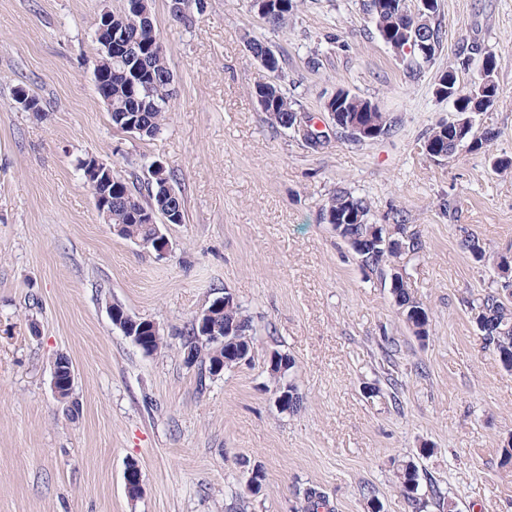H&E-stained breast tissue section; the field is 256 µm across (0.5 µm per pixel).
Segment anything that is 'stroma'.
Returning a JSON list of instances; mask_svg holds the SVG:
<instances>
[{"label":"stroma","mask_w":512,"mask_h":512,"mask_svg":"<svg viewBox=\"0 0 512 512\" xmlns=\"http://www.w3.org/2000/svg\"><path fill=\"white\" fill-rule=\"evenodd\" d=\"M119 6L0 0V512H302L298 492L310 486L323 512H413L399 478L409 462L426 512H512V466L501 464L512 371L484 349L468 309L497 277L462 245L470 232L512 248V170L492 164L512 157V0H439L441 49L414 74L361 0H299L276 31L250 0H203L189 26L174 0H151L177 90L153 140L116 129L96 92V23ZM338 35L348 50L334 47ZM251 37L284 56L280 75L251 56ZM465 42L501 58L499 97L474 117L475 131L498 137L437 161L424 139L456 114L435 84ZM273 79L315 117L345 88L396 129L365 143L332 133L310 148L254 99V85ZM20 87L41 112L15 102ZM91 156L125 177L146 179L156 160L174 172L185 221L167 225V257L103 223L78 167ZM339 189L367 200L370 223L402 211L424 241L396 264L428 309L427 340L321 221ZM227 292L253 318V360L202 391L179 332ZM115 303L156 323L166 348L147 355L126 339ZM275 349L296 362L294 413L274 402ZM61 355L76 370L74 416L51 389ZM255 470L263 481L251 494Z\"/></svg>","instance_id":"35a3bbf8"}]
</instances>
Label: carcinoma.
I'll return each instance as SVG.
<instances>
[{
  "label": "carcinoma",
  "instance_id": "cac0c4a2",
  "mask_svg": "<svg viewBox=\"0 0 512 512\" xmlns=\"http://www.w3.org/2000/svg\"><path fill=\"white\" fill-rule=\"evenodd\" d=\"M364 10L375 26L378 35H389L401 42H408L410 20L404 14L403 0H364ZM294 7L296 0H277L270 11L263 15L267 27L279 29ZM150 8L143 0H122L119 9L112 12V27L120 31L119 39L112 42V60L104 61L102 68L108 73L100 82L97 92L111 90L112 124L121 126L133 120L137 131L133 136L140 139H154L166 125L170 101L175 96V81L161 46L153 13L135 25L123 24V18L134 12ZM252 57L271 73L283 69V61L263 40L253 38L247 41ZM472 52L461 51L457 57V68L442 73L443 88L456 99L455 112L458 118L441 122L433 127L424 141V150L432 158L454 156L458 147L469 143L473 150H480L494 141L498 135L493 129L476 135L472 115L491 108L499 96V85L493 80L477 90L474 85L480 82L474 76L471 87L463 88L458 83L457 70L470 68ZM253 96L262 98L261 111L269 115L271 123L281 129L291 130L296 122L297 103L282 92L275 82L258 83L253 87ZM328 107L335 112H345L352 118H360L387 135L392 131L388 120L379 105L370 99L347 92L332 100ZM145 188L129 181L117 173H112V206L107 223L116 228L115 234L125 240L148 241L153 239L155 225L141 218L143 212H154L169 224H182L185 221L183 198L174 187V175L165 168L147 170ZM370 213L368 202L347 190H338L331 195L322 207L323 223L332 226L336 236L352 249L360 266L389 281L390 290L405 322L414 336L420 340L427 337L429 322L428 309L417 300L404 278L392 279L386 270L387 263L396 256L418 254L424 250L421 239L406 233V225L400 216L393 217L392 224H368ZM474 262L492 265L497 271L500 285L494 291L474 300L470 312L475 324H480L484 347L494 352L506 369H512V255L494 252L474 234L463 241ZM208 324L224 343L201 335L198 322L192 320L182 335V354L190 355L195 362L204 366L200 378H211L214 366L221 360L236 358L251 359L253 324L236 298L226 292L224 303L208 306ZM295 367L294 359L278 350L270 353L267 371L274 385L277 405L283 412L297 411L303 397L290 373ZM401 486L407 499L415 502V508L427 507L425 501L417 497L419 470L409 463L400 474ZM326 506L323 496L315 488L303 491V512H319Z\"/></svg>",
  "mask_w": 512,
  "mask_h": 512
}]
</instances>
